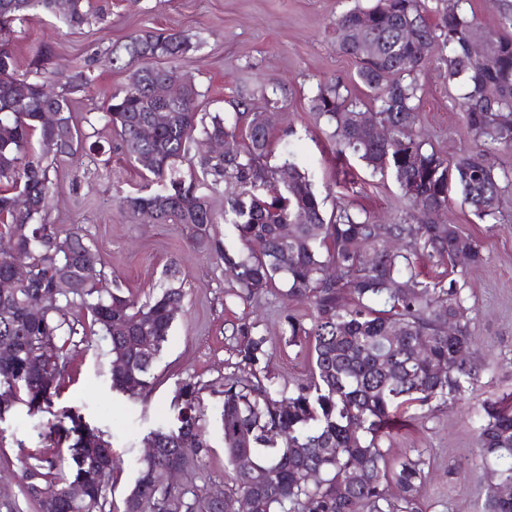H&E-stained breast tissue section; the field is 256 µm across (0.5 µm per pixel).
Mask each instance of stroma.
Here are the masks:
<instances>
[{
    "label": "stroma",
    "instance_id": "1",
    "mask_svg": "<svg viewBox=\"0 0 512 512\" xmlns=\"http://www.w3.org/2000/svg\"><path fill=\"white\" fill-rule=\"evenodd\" d=\"M93 16L76 29L59 26L49 17L14 24L9 39L27 74L37 48L50 46L53 63L41 69L44 81L55 79L54 66L92 68L95 82L72 92L79 115L102 116L107 100L128 81V72L95 63V56L122 50L131 35L144 30L183 31L192 36L191 50L175 67L203 92L199 110L229 112L239 97L252 98L263 109L261 89H276L280 100L271 126V163L294 156L306 170L326 211L352 204L370 211L379 221L399 216L404 201L392 175H374L356 159L339 163L332 152L329 129L309 110L308 98L318 84L333 80L356 85L357 63L337 51L331 23L336 16L373 0H90ZM462 90L451 84L443 69L430 71L421 106L425 138L448 157L472 150V136L461 119ZM102 153L87 152L60 162L47 220L61 231L81 228L103 257L106 281L117 282L139 300L159 290L167 272L179 268L185 298L171 335L154 367L152 391L135 399L113 397L109 387V346L98 335L86 312L72 318L86 326L85 335L67 347L68 360L51 413L28 415L18 408L0 423V496L13 512H38L36 500L18 472L25 456L54 458L56 450L42 434L55 412L78 409L86 420L105 432L116 459L112 474V512H122L123 500L137 476L143 453L142 436L171 421L178 381L194 376L205 383L201 393L210 448L204 479L229 480L232 469L224 456L219 421L223 396L219 387L228 373L225 330L242 316L262 317L261 329L270 339L269 369L276 387L294 390L307 377L308 352L285 345L281 309L274 298L260 305L225 304L231 285L223 265L207 250L190 246V230L182 224H144L133 221L119 206L121 197L145 192L152 175L129 162L119 137L108 127L98 129ZM448 220L464 235L479 241L486 255L482 265L468 268L465 278L478 320L474 329L482 365L474 385L456 397L414 402L400 408L391 428L390 460L423 448L430 471L423 492V512H476L481 499L482 473L468 460L474 450L479 410L483 401L512 393V190L500 203L505 223L479 219L464 204L457 188L448 191Z\"/></svg>",
    "mask_w": 512,
    "mask_h": 512
}]
</instances>
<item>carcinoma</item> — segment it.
I'll return each instance as SVG.
<instances>
[{"label":"carcinoma","mask_w":512,"mask_h":512,"mask_svg":"<svg viewBox=\"0 0 512 512\" xmlns=\"http://www.w3.org/2000/svg\"><path fill=\"white\" fill-rule=\"evenodd\" d=\"M468 0H443L432 14L428 0H375L336 18V46L358 62L357 79L370 92V106L390 139L382 142L358 124L365 104L339 80L320 84L309 98V110L332 129L336 158L351 157L374 173L392 169L405 205L391 224L374 220L369 211L343 205L327 213L294 159L267 164L270 126L251 100H235L233 118L220 112L198 115L202 92L194 87L178 101H164L155 86L168 73L156 60H179L192 48L190 36L145 32L124 46L130 70L125 87L112 94L102 119L119 136L130 162L151 174L157 189L125 196L120 205L135 218L156 224H184L192 243L224 263L235 284L230 301H258L268 294L283 306L306 300L309 321L285 312L281 339L311 354L309 378L291 394L278 395L268 370L269 338L256 321L241 318L227 329V349L235 371L224 376L220 414L224 455L231 484L187 481L164 485L157 473L181 465L188 475L203 469L210 448L202 424L200 394L204 384L189 377L175 392L185 397L174 420L150 429L158 452L139 460L137 477L124 499L123 512H236L239 500H250L251 512H422L429 460L419 449L391 462L384 440L389 423L404 404L428 402L459 392L477 380L473 330L477 309L466 282L430 279L416 270L428 260L446 264L450 273L486 260L482 246L470 240L466 263L455 259L461 231L448 223V172L468 168L465 202L480 219L497 220L499 201L512 189V169L494 158L512 152V19L508 29L489 31L467 9ZM55 18L76 28L89 22V0H0V33L33 15ZM368 28L375 51L364 57L350 41L355 26ZM476 35L497 40L494 60L471 58L467 45ZM445 65L448 81L464 89L462 120L476 150L450 162L421 139L423 78ZM72 91L91 85L84 70L57 71ZM61 113L48 125L44 113ZM167 121L145 138L139 127L154 111ZM224 142V154L203 156L196 134ZM79 126L74 101L39 79L19 77L9 40L0 37V235L14 239L0 253V280L17 261L31 277L22 288H0V397L10 396L36 415L52 413L59 389L65 345L79 335L69 317L78 307L112 349L110 388L133 399L154 385L153 369L170 336V310L182 307L181 272L170 271L169 283L145 303L119 285L85 284L81 271L102 265L96 246L78 231L63 233L46 221L58 159L74 158L94 146ZM198 170L215 185H224V215L195 192L194 180L181 166ZM294 184L280 190L282 177ZM234 227L238 246L229 247L216 233L218 219ZM294 225L287 236L282 229ZM366 243L358 251L354 244ZM392 241L395 246L387 247ZM456 334L448 335V319ZM152 337L145 348L139 337ZM429 344L419 357L413 342ZM44 359L34 371L29 357ZM54 414V413H52ZM43 438L66 455L56 460L30 456L22 460L21 478L38 501L40 512H106L112 492L113 459L99 457L84 444L89 426L75 409L54 414ZM248 457L254 467L244 470ZM474 468L485 472L478 512H512V497L500 493L512 484V398L481 404ZM316 471L320 479H308ZM79 483L84 496L67 498L66 487ZM347 484L340 495L337 487ZM222 488L214 505L208 494Z\"/></svg>","instance_id":"cac0c4a2"}]
</instances>
